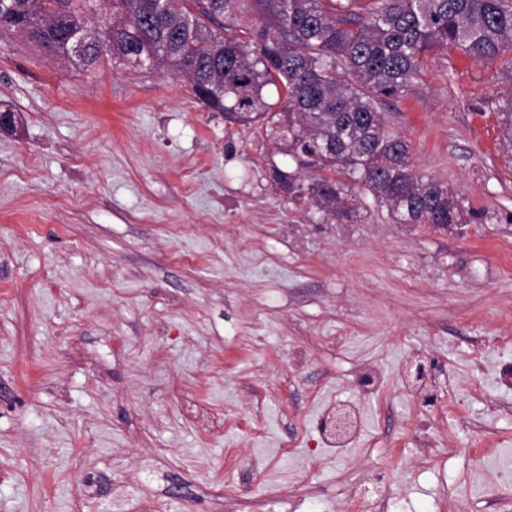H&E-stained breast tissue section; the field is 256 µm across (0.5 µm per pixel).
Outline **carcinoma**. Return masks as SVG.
I'll return each mask as SVG.
<instances>
[{
	"instance_id": "carcinoma-1",
	"label": "carcinoma",
	"mask_w": 512,
	"mask_h": 512,
	"mask_svg": "<svg viewBox=\"0 0 512 512\" xmlns=\"http://www.w3.org/2000/svg\"><path fill=\"white\" fill-rule=\"evenodd\" d=\"M95 0H12L0 24L64 52L65 32L87 28ZM239 0H112L107 31L80 64L102 54L139 70L168 66L187 76L200 104L247 125L263 124L282 153L305 167L315 157L341 176L300 183L284 171L288 197L316 210L326 224L363 220L353 188L367 189L397 224H470L482 215L465 207L448 184L416 175L410 142L386 131L380 106L405 96L437 48L459 49L474 61L509 56V88L489 99L512 151V0H370L365 14L336 0H255L272 25L251 40L217 34L211 25ZM63 13L59 24L50 16Z\"/></svg>"
}]
</instances>
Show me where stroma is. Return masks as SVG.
<instances>
[{
    "label": "stroma",
    "mask_w": 512,
    "mask_h": 512,
    "mask_svg": "<svg viewBox=\"0 0 512 512\" xmlns=\"http://www.w3.org/2000/svg\"><path fill=\"white\" fill-rule=\"evenodd\" d=\"M505 64L434 50L381 107L482 223L397 224L362 189V222L320 224L186 78L0 26V512H512ZM354 427L351 414L344 408L329 412L321 422V429L334 438L337 444L346 442Z\"/></svg>",
    "instance_id": "obj_1"
}]
</instances>
